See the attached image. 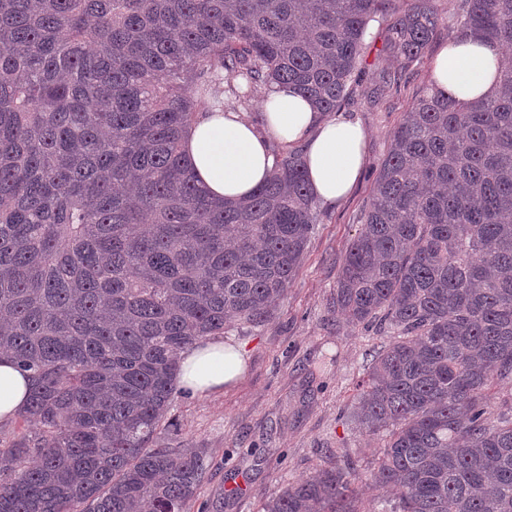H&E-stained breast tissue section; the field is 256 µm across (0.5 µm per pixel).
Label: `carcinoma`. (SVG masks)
<instances>
[{"instance_id": "1", "label": "carcinoma", "mask_w": 512, "mask_h": 512, "mask_svg": "<svg viewBox=\"0 0 512 512\" xmlns=\"http://www.w3.org/2000/svg\"><path fill=\"white\" fill-rule=\"evenodd\" d=\"M398 87L435 0H0V355L30 373L33 439L0 448V512H187L208 466L153 446L178 355L288 291L318 223L303 152L242 201L196 184L181 138L205 98L294 87L350 105L369 22ZM512 50V0H461L456 34ZM336 315L392 337L355 425L383 441L382 512H512V68L491 98L432 89L391 135L336 280ZM349 460L263 512H359Z\"/></svg>"}]
</instances>
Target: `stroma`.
<instances>
[{
  "mask_svg": "<svg viewBox=\"0 0 512 512\" xmlns=\"http://www.w3.org/2000/svg\"><path fill=\"white\" fill-rule=\"evenodd\" d=\"M459 0H437L441 32L411 69L409 83L381 88L372 63L386 39V24L371 22L366 51L345 116L367 133L365 165L350 195L320 206L303 260L270 320L253 327L227 325L225 339L245 351V372L224 390L176 395L157 441L172 448L201 449L208 475L198 499L223 504V512H259L262 502L287 485L337 461L353 460L361 512H381L382 494L371 478L381 442L355 428L349 413L357 385L389 339L374 328L337 318L332 301L348 244L360 228L377 170L416 97L430 88L438 50L456 26Z\"/></svg>",
  "mask_w": 512,
  "mask_h": 512,
  "instance_id": "1",
  "label": "stroma"
}]
</instances>
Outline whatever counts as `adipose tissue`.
I'll return each mask as SVG.
<instances>
[{"label":"adipose tissue","mask_w":512,"mask_h":512,"mask_svg":"<svg viewBox=\"0 0 512 512\" xmlns=\"http://www.w3.org/2000/svg\"><path fill=\"white\" fill-rule=\"evenodd\" d=\"M504 56L497 45L476 34L441 47L431 68L435 90L455 99L483 101L496 91ZM262 124L244 113L205 107L182 143L199 185L213 198L235 202L249 197L274 167L272 142L304 149L309 187L315 199L333 205L346 198L365 163L366 132L358 121L323 118L293 87L276 85L264 96ZM239 346L210 338L184 351L178 381L196 395L223 390L244 372ZM31 387L26 372L0 360V422L25 408Z\"/></svg>","instance_id":"1"}]
</instances>
